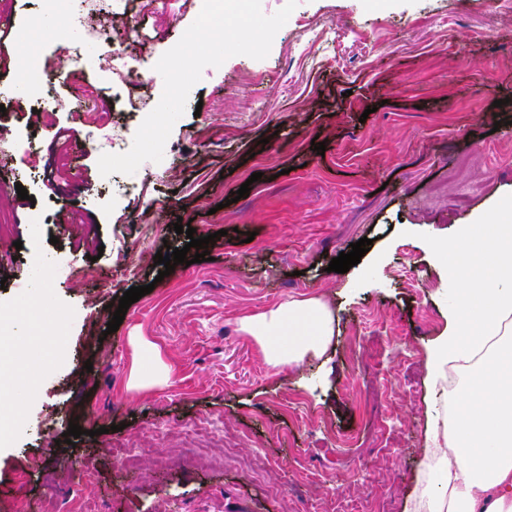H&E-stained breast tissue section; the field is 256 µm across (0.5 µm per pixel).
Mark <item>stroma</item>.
<instances>
[{"instance_id":"obj_1","label":"stroma","mask_w":512,"mask_h":512,"mask_svg":"<svg viewBox=\"0 0 512 512\" xmlns=\"http://www.w3.org/2000/svg\"><path fill=\"white\" fill-rule=\"evenodd\" d=\"M0 10L6 55L37 56L62 101L37 107L15 91L16 67L0 74L13 90L0 136L31 140L0 156V360L30 380L19 406L0 407V512H67L74 499L92 512L384 500L417 512L440 395L427 356L455 286L434 245L478 218L512 219V0H299L265 59L203 70L161 162L107 178L86 133L106 120L130 149V105L158 103L155 60L196 19L191 0H118L95 19L110 43L77 58L45 35L16 38L40 0ZM310 28L334 35L313 41ZM111 49L127 84L100 65ZM180 218L210 236V258L163 277L158 250L188 242ZM363 237L360 263L329 271ZM147 284L108 332L113 305ZM303 296L327 304L336 333L321 356L271 367L239 321ZM133 335L158 347L164 383L130 388ZM203 417L200 453L234 442L206 469L179 459ZM124 449L145 450L140 469L118 465Z\"/></svg>"}]
</instances>
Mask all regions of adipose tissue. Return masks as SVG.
<instances>
[{
	"instance_id": "ef3b65f1",
	"label": "adipose tissue",
	"mask_w": 512,
	"mask_h": 512,
	"mask_svg": "<svg viewBox=\"0 0 512 512\" xmlns=\"http://www.w3.org/2000/svg\"><path fill=\"white\" fill-rule=\"evenodd\" d=\"M451 269L463 271L448 329L428 357L432 380L455 367L454 407L440 405L430 440L438 458L424 471L423 512H512V224L467 225L456 242L438 245ZM241 331L273 367L319 353L334 334V318L317 297L293 298L245 316ZM132 386L170 373L157 347L140 341Z\"/></svg>"
}]
</instances>
